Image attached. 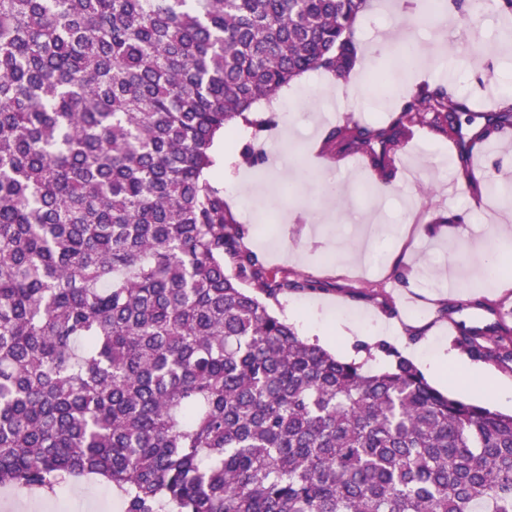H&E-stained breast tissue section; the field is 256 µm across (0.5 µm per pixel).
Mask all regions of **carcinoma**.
<instances>
[{
	"instance_id": "carcinoma-1",
	"label": "carcinoma",
	"mask_w": 512,
	"mask_h": 512,
	"mask_svg": "<svg viewBox=\"0 0 512 512\" xmlns=\"http://www.w3.org/2000/svg\"><path fill=\"white\" fill-rule=\"evenodd\" d=\"M369 0H0V486L103 480L122 512H512V414L302 340L310 284L237 248L215 137L303 74L346 82ZM465 104L420 86L324 146L389 183L415 128L461 164ZM233 268H228V265ZM252 282L253 290L241 286ZM512 369V329L457 323Z\"/></svg>"
}]
</instances>
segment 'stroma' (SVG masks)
I'll list each match as a JSON object with an SVG mask.
<instances>
[{
  "label": "stroma",
  "instance_id": "1",
  "mask_svg": "<svg viewBox=\"0 0 512 512\" xmlns=\"http://www.w3.org/2000/svg\"><path fill=\"white\" fill-rule=\"evenodd\" d=\"M444 11L442 0H370L357 26V42L372 57L368 68L352 73L349 82L356 90L350 98L337 97V83L327 74H304L281 90L274 104L256 105V117L273 116V125L261 130L241 121L215 141L216 163L208 176L223 185L226 205L247 229L239 249L289 279L307 281V288L268 302L301 338L349 359L357 349L342 334L333 311L353 312L362 331L398 325L402 338L387 339V351H374L367 360L370 369L388 367L395 351L422 369L448 347L451 359L441 375H429V382L462 401L507 413L512 406L500 400L497 384L501 377L512 379V370L472 361L452 349L449 319L441 309L455 304L453 319L482 326L493 317L474 302L486 298L512 326V287L497 288L474 276L481 261L474 246L480 242L495 255L508 256L502 271L512 276V149L489 160L483 181L467 185L455 150L430 129L407 146L403 172L386 189L369 169L352 168L330 155L322 164L313 162L329 128L349 117L367 125L388 123L423 84L444 86L465 101L467 134L485 122L483 101L512 96V14H499L486 4L475 29H467L460 18L448 32L436 24ZM404 34L423 58L407 66L401 87L383 86L373 71L387 65L385 49ZM245 143L263 163L253 168L252 184L242 187L235 176L245 167L239 153ZM334 181L347 189L344 206L330 205L323 192ZM478 191L484 197L477 209L470 197ZM369 211L379 223L407 227L404 237L385 239V258L376 268L364 254L354 263L344 258L349 247L360 244L358 230ZM454 214L463 215L464 223H444V216ZM0 512L121 510L111 487L94 480L79 496L70 481L39 499L0 488Z\"/></svg>",
  "mask_w": 512,
  "mask_h": 512
}]
</instances>
